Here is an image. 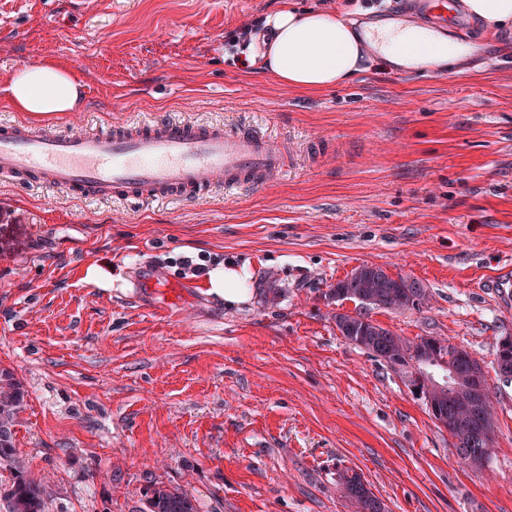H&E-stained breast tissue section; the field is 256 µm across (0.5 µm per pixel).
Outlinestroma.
Masks as SVG:
<instances>
[{
	"mask_svg": "<svg viewBox=\"0 0 512 512\" xmlns=\"http://www.w3.org/2000/svg\"><path fill=\"white\" fill-rule=\"evenodd\" d=\"M281 0H0V123L59 132L193 120L261 128L281 172L200 199L90 201L0 177V369L25 389L15 465L47 512H140L156 485L199 512H353L336 483L361 473L388 512H512V335L485 281L512 270V51L479 28L446 72L385 62L300 94L229 44ZM354 22L400 0H295ZM53 61L80 76L75 112L9 102L11 72ZM247 265L252 295L226 306L206 276L176 305L134 289L180 256ZM368 264L420 281L419 309L374 323L477 359L496 428L485 467L462 464L400 371L340 335L330 288ZM97 282H89V269Z\"/></svg>",
	"mask_w": 512,
	"mask_h": 512,
	"instance_id": "stroma-1",
	"label": "stroma"
}]
</instances>
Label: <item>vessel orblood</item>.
<instances>
[{
    "instance_id": "obj_1",
    "label": "vessel or blood",
    "mask_w": 512,
    "mask_h": 512,
    "mask_svg": "<svg viewBox=\"0 0 512 512\" xmlns=\"http://www.w3.org/2000/svg\"><path fill=\"white\" fill-rule=\"evenodd\" d=\"M409 23L467 35L477 27L458 0H402ZM282 169L278 146L250 126L193 121L60 133L0 125V174L88 200L200 198L212 187L258 184Z\"/></svg>"
}]
</instances>
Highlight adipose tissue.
<instances>
[{"label": "adipose tissue", "instance_id": "obj_1", "mask_svg": "<svg viewBox=\"0 0 512 512\" xmlns=\"http://www.w3.org/2000/svg\"><path fill=\"white\" fill-rule=\"evenodd\" d=\"M466 11L493 33L512 32V0H463ZM270 37L255 61L273 81L299 92H318L352 81L374 59L398 70L423 66L443 72L467 54L462 42L417 25L373 24L356 27L320 11L297 12L283 0L266 19ZM77 75L51 63L16 70L9 82L10 101L22 112H73L80 105ZM246 267L228 262L210 274L211 289L226 305L251 297Z\"/></svg>", "mask_w": 512, "mask_h": 512}]
</instances>
